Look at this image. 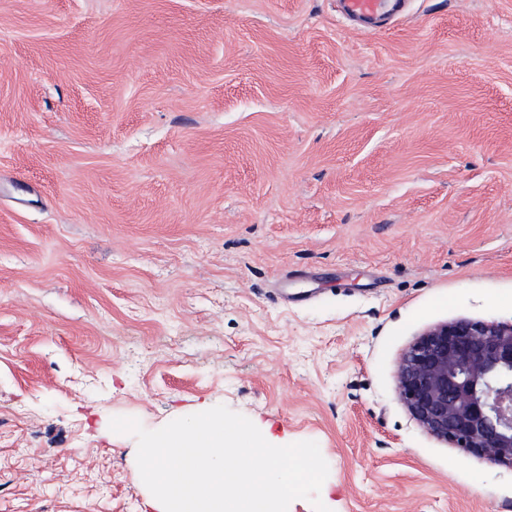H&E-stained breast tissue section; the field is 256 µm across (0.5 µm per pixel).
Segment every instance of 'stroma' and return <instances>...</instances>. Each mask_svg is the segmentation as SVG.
<instances>
[{
    "label": "stroma",
    "mask_w": 512,
    "mask_h": 512,
    "mask_svg": "<svg viewBox=\"0 0 512 512\" xmlns=\"http://www.w3.org/2000/svg\"><path fill=\"white\" fill-rule=\"evenodd\" d=\"M512 324V0H0V512H153L145 429L317 442L330 512H512L396 393ZM343 12L350 19L371 21L380 17L395 20L405 8L406 0H340Z\"/></svg>",
    "instance_id": "1"
}]
</instances>
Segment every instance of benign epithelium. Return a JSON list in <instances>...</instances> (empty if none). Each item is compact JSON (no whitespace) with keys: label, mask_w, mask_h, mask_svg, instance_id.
I'll return each instance as SVG.
<instances>
[{"label":"benign epithelium","mask_w":512,"mask_h":512,"mask_svg":"<svg viewBox=\"0 0 512 512\" xmlns=\"http://www.w3.org/2000/svg\"><path fill=\"white\" fill-rule=\"evenodd\" d=\"M396 392L433 437L512 467V324H437L403 354Z\"/></svg>","instance_id":"benign-epithelium-1"}]
</instances>
